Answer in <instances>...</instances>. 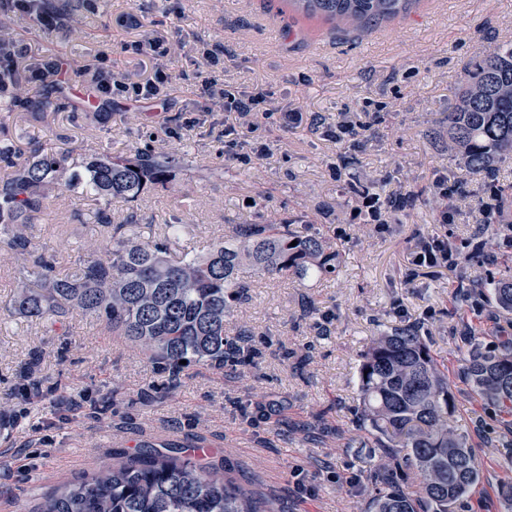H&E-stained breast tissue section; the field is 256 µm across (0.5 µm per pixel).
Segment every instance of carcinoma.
Here are the masks:
<instances>
[{"label":"carcinoma","mask_w":512,"mask_h":512,"mask_svg":"<svg viewBox=\"0 0 512 512\" xmlns=\"http://www.w3.org/2000/svg\"><path fill=\"white\" fill-rule=\"evenodd\" d=\"M292 2L308 16L350 20L362 29L407 10L413 0ZM448 152L475 172H495L512 160V44L493 48L464 70L448 109ZM68 158L63 150L32 159L0 180V256L36 251L31 231L52 184L132 202L176 178L171 157L153 149L95 157L84 163V176L66 174ZM297 222L281 214L261 224L245 219L231 225L229 242L177 262L168 258L167 244L142 239L132 224H116L108 258L88 262L74 278L56 275L52 263L38 256L33 280L16 286L14 309L53 324L73 311L94 315L175 374L191 363L233 366L240 354L224 337V317L245 288L241 269L289 273L302 284L315 273H336V243L321 233L298 232ZM492 292L493 307L512 313V278L493 281ZM464 374L477 397L512 416V345L497 353L471 346ZM358 389L361 420L378 447L388 449L372 473L380 487L370 512H455L480 472L466 440L448 425L455 411L448 375L415 328L370 341ZM394 474L418 482L422 496L407 495L390 479ZM35 512L276 510L272 501L238 484L229 469L221 475L188 458L151 451L53 489Z\"/></svg>","instance_id":"obj_1"}]
</instances>
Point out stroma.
Segmentation results:
<instances>
[{
  "mask_svg": "<svg viewBox=\"0 0 512 512\" xmlns=\"http://www.w3.org/2000/svg\"><path fill=\"white\" fill-rule=\"evenodd\" d=\"M64 27L49 30L17 11L0 12V38L29 49L35 63L104 66L135 81L150 63L132 50L150 34L179 43L167 109L113 97L109 112L76 107L80 83L58 85L46 72L39 86L19 80L16 108L0 140L24 157L70 152V170L91 157L150 147L175 153L174 190L153 188L133 202L53 191L32 229L39 252L60 275L102 259L111 226L134 220L142 236L163 240L170 259L201 255L247 216L299 217L300 232L336 242L335 277L298 285L292 277L241 274V305L224 321L230 340L246 338L254 357L237 367L194 364L178 386L161 365L113 335L105 321L76 315L65 335L18 315L17 283L33 264L24 252L0 259V407L25 410L0 424V443L18 445L11 470L0 472V512H34L41 497L104 464L146 451L191 454L230 464L245 487L275 499L280 512H365L376 491L370 474L383 449L360 429L358 367L372 337L416 326L448 369L456 411L449 424L466 437L481 479L457 512H512L501 494L512 484V418L475 397L462 367L471 344L495 351L512 341V314L496 311L482 280L512 274V160L496 179L463 170L448 151V108L471 61L512 44V0H414L395 19L362 30L304 18L284 0H55ZM219 47L226 85L265 97L266 107L299 109L287 127L234 113L200 93L209 69L199 49ZM57 106L38 116L34 104ZM361 115L356 134L336 140V123ZM267 144L251 162L237 149ZM448 179L449 226L437 223L434 183ZM402 208L387 210L385 229L361 223L357 189ZM502 209H486L491 196ZM447 235L455 263L432 274L410 272L423 235ZM33 372L43 390L28 401L19 377ZM87 393L80 412L56 410L57 397Z\"/></svg>",
  "mask_w": 512,
  "mask_h": 512,
  "instance_id": "1",
  "label": "stroma"
}]
</instances>
